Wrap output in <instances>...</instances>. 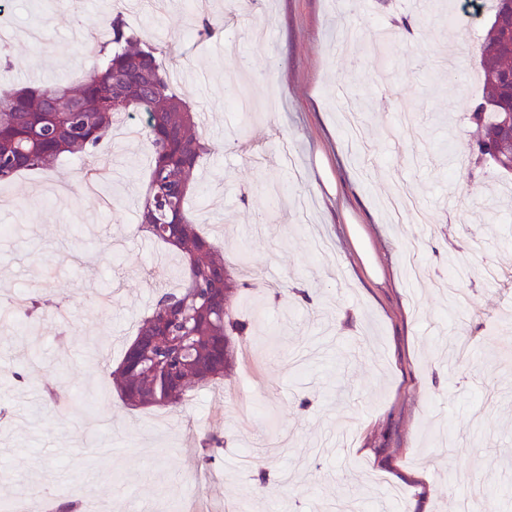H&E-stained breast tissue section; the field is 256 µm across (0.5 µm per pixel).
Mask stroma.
<instances>
[{
  "mask_svg": "<svg viewBox=\"0 0 512 512\" xmlns=\"http://www.w3.org/2000/svg\"><path fill=\"white\" fill-rule=\"evenodd\" d=\"M184 0L125 19L156 47L213 150L191 210L262 311L235 307L258 366L171 411L110 377L179 257L139 232L150 145L112 127L92 156L0 185V498L81 488L125 512H512V173L475 161L489 13L462 0ZM0 89L77 83L115 0H0ZM214 33L199 38L202 18ZM236 73L250 111L224 106ZM23 379H13L14 371ZM263 457L266 484L239 456Z\"/></svg>",
  "mask_w": 512,
  "mask_h": 512,
  "instance_id": "35a3bbf8",
  "label": "stroma"
}]
</instances>
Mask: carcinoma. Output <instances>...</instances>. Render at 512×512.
<instances>
[{
	"instance_id": "cac0c4a2",
	"label": "carcinoma",
	"mask_w": 512,
	"mask_h": 512,
	"mask_svg": "<svg viewBox=\"0 0 512 512\" xmlns=\"http://www.w3.org/2000/svg\"><path fill=\"white\" fill-rule=\"evenodd\" d=\"M502 0H492L493 17L480 45L488 94L472 112L482 123L473 152L483 156L505 139L497 113L512 112V48L498 17ZM99 25L109 39L77 86H26L0 93V183L23 171L52 169L65 153L96 147L115 117L144 115L143 132L153 148L148 184L139 210L140 227L174 248L183 259L182 288L164 291L142 320L118 367L111 372L124 405L178 407L188 392L202 389L231 369L244 324L233 318L242 289L245 258L232 267L200 235L188 212L194 173L212 148L195 133L198 113L170 88L156 49L141 43L123 15H106ZM198 299L184 312L191 287Z\"/></svg>"
}]
</instances>
